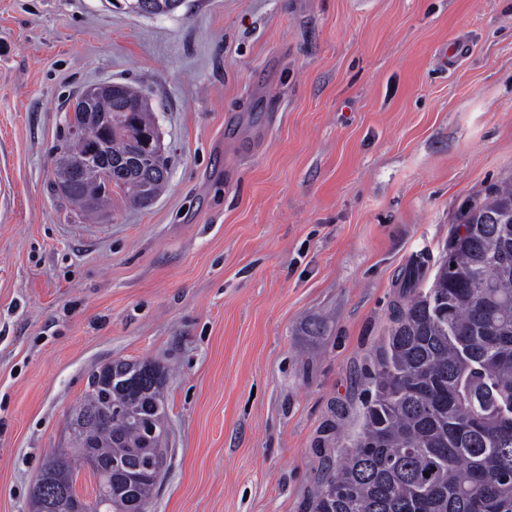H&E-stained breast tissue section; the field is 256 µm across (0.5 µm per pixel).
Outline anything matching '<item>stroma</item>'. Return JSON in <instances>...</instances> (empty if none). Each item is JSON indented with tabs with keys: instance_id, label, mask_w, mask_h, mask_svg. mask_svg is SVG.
Segmentation results:
<instances>
[{
	"instance_id": "35a3bbf8",
	"label": "stroma",
	"mask_w": 512,
	"mask_h": 512,
	"mask_svg": "<svg viewBox=\"0 0 512 512\" xmlns=\"http://www.w3.org/2000/svg\"><path fill=\"white\" fill-rule=\"evenodd\" d=\"M140 87L167 191L53 185L85 89ZM512 178V0H0V512H30L89 374L165 369L150 512H314L417 251Z\"/></svg>"
}]
</instances>
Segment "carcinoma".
Here are the masks:
<instances>
[{
	"label": "carcinoma",
	"mask_w": 512,
	"mask_h": 512,
	"mask_svg": "<svg viewBox=\"0 0 512 512\" xmlns=\"http://www.w3.org/2000/svg\"><path fill=\"white\" fill-rule=\"evenodd\" d=\"M112 122V181L97 162L58 190L97 213L116 194L145 205L166 187L169 160L133 162L128 132L155 126L126 83L65 118L64 158L81 159ZM84 137L67 134L71 125ZM363 430L323 486L315 512H512V180L490 187L458 225L431 287L399 310L372 377ZM163 371L151 361L98 368L70 415L69 443L86 440L112 467L103 512L149 507L164 463Z\"/></svg>",
	"instance_id": "cac0c4a2"
}]
</instances>
